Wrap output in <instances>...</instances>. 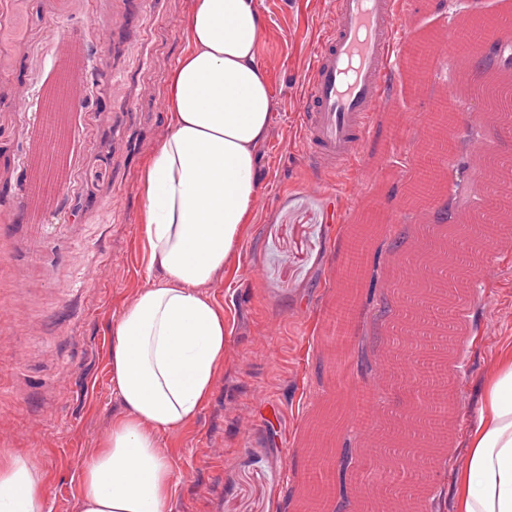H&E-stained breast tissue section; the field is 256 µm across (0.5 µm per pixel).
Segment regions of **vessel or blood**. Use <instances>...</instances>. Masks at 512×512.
Returning <instances> with one entry per match:
<instances>
[{
    "label": "vessel or blood",
    "instance_id": "b4317fda",
    "mask_svg": "<svg viewBox=\"0 0 512 512\" xmlns=\"http://www.w3.org/2000/svg\"><path fill=\"white\" fill-rule=\"evenodd\" d=\"M397 0H336L332 27L320 41L310 66L309 92L301 115L303 137L312 164L328 172L343 171L362 148L379 112L388 83L401 64L422 62V52L396 20ZM466 32L451 27L436 37L438 55L462 48ZM446 152L434 147L417 152L412 163L434 175ZM347 251L336 261L337 278L358 279L366 266L369 243L361 227L344 228ZM343 340L357 325L355 305L339 302L329 313Z\"/></svg>",
    "mask_w": 512,
    "mask_h": 512
}]
</instances>
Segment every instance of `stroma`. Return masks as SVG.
<instances>
[{"mask_svg": "<svg viewBox=\"0 0 512 512\" xmlns=\"http://www.w3.org/2000/svg\"><path fill=\"white\" fill-rule=\"evenodd\" d=\"M193 0H0V448L31 454L50 477L47 512H81L79 471L122 407L112 393V326L147 284L140 177L168 130L165 98L186 48ZM264 28L258 60L273 98L272 127L259 147L262 191L235 260L207 290L230 330L224 371L195 422L160 444L179 482L169 512H282L308 454L317 407L349 401L363 381L349 361L324 364L336 303V258L343 227L358 223L359 193L371 196L393 232L413 224L404 205L414 180L408 126L391 112H429L434 99L392 78L358 162L340 174L310 164L300 136L309 62L333 23L334 0H259ZM511 16L512 0H398L397 21L417 39L435 36L464 14ZM76 42L103 106L71 104L75 150L54 207L31 223L20 186L30 177L33 137L43 125L37 100L57 78L64 43ZM465 122L453 143L448 179L478 202L467 124L486 111L461 101ZM383 175L359 190L368 166ZM323 179L326 194L309 190ZM79 212H72L73 203ZM262 271L251 279V267ZM465 332L456 343L454 428L430 481L437 512H454L451 486L465 465L478 391L512 347V247L481 265ZM279 326L277 362L257 354L268 324ZM268 404L256 407L254 392Z\"/></svg>", "mask_w": 512, "mask_h": 512, "instance_id": "stroma-1", "label": "stroma"}]
</instances>
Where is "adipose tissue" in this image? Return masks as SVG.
I'll use <instances>...</instances> for the list:
<instances>
[{
	"instance_id": "obj_1",
	"label": "adipose tissue",
	"mask_w": 512,
	"mask_h": 512,
	"mask_svg": "<svg viewBox=\"0 0 512 512\" xmlns=\"http://www.w3.org/2000/svg\"><path fill=\"white\" fill-rule=\"evenodd\" d=\"M258 0H194L173 72L168 131L140 192L147 284L112 327L111 384L123 412L78 476L81 512H168L177 491L162 434L191 424L224 369L228 326L206 294L232 262L258 197L257 148L273 101L257 46ZM49 479L0 450V512H45ZM456 512H512V354L486 382Z\"/></svg>"
}]
</instances>
